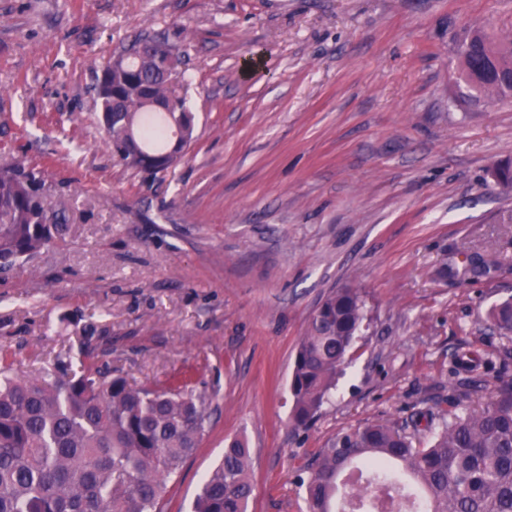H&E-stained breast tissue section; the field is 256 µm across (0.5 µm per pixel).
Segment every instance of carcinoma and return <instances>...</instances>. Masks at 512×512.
Segmentation results:
<instances>
[{
  "label": "carcinoma",
  "mask_w": 512,
  "mask_h": 512,
  "mask_svg": "<svg viewBox=\"0 0 512 512\" xmlns=\"http://www.w3.org/2000/svg\"><path fill=\"white\" fill-rule=\"evenodd\" d=\"M450 54L459 105L512 98V38L470 26ZM184 59L167 36L139 35L102 66L100 124L123 165L166 172L196 141ZM493 176L512 185V160L497 162ZM67 231L40 172L21 162L0 170V272ZM457 256L438 274L466 281L496 268L479 255ZM488 317L502 339L496 358L512 362V298ZM365 319L364 292L351 286L330 292L311 315L290 382L294 426L312 420L336 387ZM492 364L479 349L451 359L455 397L422 448L406 433L418 429L419 414L403 425L368 422L336 433L298 479L309 512H512V376L487 380ZM209 411L189 375L138 387L106 367L46 381L1 365L0 512H157L168 481L199 447ZM253 491L250 448L235 438L203 478L191 512H248Z\"/></svg>",
  "instance_id": "cac0c4a2"
}]
</instances>
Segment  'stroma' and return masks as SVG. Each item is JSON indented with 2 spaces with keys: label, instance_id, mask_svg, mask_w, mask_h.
<instances>
[{
  "label": "stroma",
  "instance_id": "35a3bbf8",
  "mask_svg": "<svg viewBox=\"0 0 512 512\" xmlns=\"http://www.w3.org/2000/svg\"><path fill=\"white\" fill-rule=\"evenodd\" d=\"M512 30V0H0V168L42 170L64 240L0 274V354L35 377L108 365L189 374L211 401L160 512H190L226 443L253 457L250 512H307L336 433L441 414L448 363L500 338L512 297V100H454L455 33ZM186 42L198 139L167 172L117 163L94 92L137 35ZM455 251L496 262L466 285ZM348 284L367 320L318 416L291 421L293 362Z\"/></svg>",
  "mask_w": 512,
  "mask_h": 512
}]
</instances>
